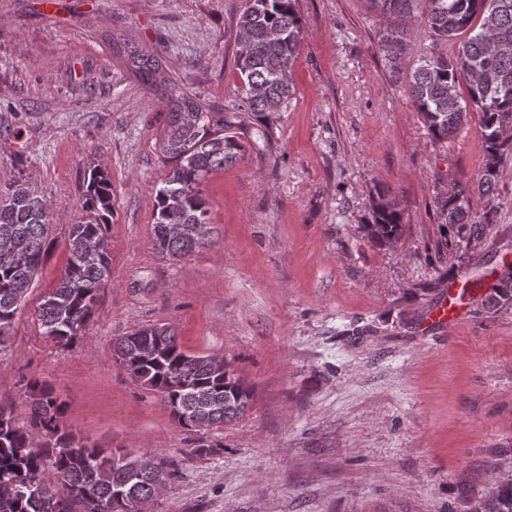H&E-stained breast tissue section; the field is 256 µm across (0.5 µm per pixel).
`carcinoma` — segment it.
<instances>
[{
	"mask_svg": "<svg viewBox=\"0 0 512 512\" xmlns=\"http://www.w3.org/2000/svg\"><path fill=\"white\" fill-rule=\"evenodd\" d=\"M294 2L246 0L236 21V69L246 112H277L295 95L291 67L303 30ZM368 2L390 18L380 47L397 71L408 50V22L422 10L433 47L418 57L406 79L432 138L446 140L468 121L470 111L480 114L487 151L484 174L474 188L457 187L436 203L445 246L467 249L484 230L472 220L471 199L493 193L497 156L512 149V0ZM457 38V53L436 50ZM125 61L145 86L167 97L158 147L174 166L155 191L153 241L163 258L177 262L207 244L211 222L203 181L234 162L242 145L236 136L224 134L223 112L172 87L156 55L130 47ZM77 207L83 218L68 225L69 262L36 314L41 334L61 347L83 337L111 277L106 229L112 223V183L93 162L84 172ZM372 213V223L364 228L367 240L398 242L403 234L398 205L380 195ZM51 215V204L27 181L0 186V350L10 344L17 310L53 249ZM490 299L512 301V261L506 255ZM136 335L134 340L113 339L114 358L160 398L178 426L199 433L239 417L250 405L253 390L236 371L221 367L212 355L181 350L172 326L152 325ZM26 388L31 399L27 426H18L13 408L0 404V512H112V502L150 499L157 479L177 474L173 460L147 452L116 454L83 442L64 424V404L51 387L31 379ZM47 464L68 494L43 481ZM468 512H512V472L500 476L496 491L471 502Z\"/></svg>",
	"mask_w": 512,
	"mask_h": 512,
	"instance_id": "carcinoma-1",
	"label": "carcinoma"
}]
</instances>
